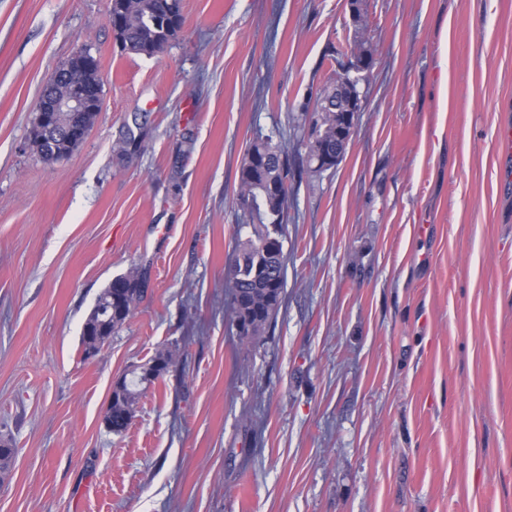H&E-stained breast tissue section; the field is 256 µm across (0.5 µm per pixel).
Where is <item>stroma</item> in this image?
<instances>
[{"label":"stroma","mask_w":512,"mask_h":512,"mask_svg":"<svg viewBox=\"0 0 512 512\" xmlns=\"http://www.w3.org/2000/svg\"><path fill=\"white\" fill-rule=\"evenodd\" d=\"M109 0H0V512H512V0H183L161 53ZM364 37L373 65L336 169L293 179L285 300L240 344L225 266L245 153L289 160ZM103 109L48 164L28 129L81 50ZM144 149L112 147L132 113ZM147 293L93 357L98 295ZM172 358L128 428L112 388Z\"/></svg>","instance_id":"35a3bbf8"}]
</instances>
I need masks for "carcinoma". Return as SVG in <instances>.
I'll return each instance as SVG.
<instances>
[{"mask_svg":"<svg viewBox=\"0 0 512 512\" xmlns=\"http://www.w3.org/2000/svg\"><path fill=\"white\" fill-rule=\"evenodd\" d=\"M181 0H115L114 10L121 23L114 29L122 48L132 54L152 56L162 52L181 29ZM148 114L135 112L131 122L113 147L120 163H127L128 146L138 144L143 150L142 129ZM72 116H56L55 130L41 132L42 116L36 115L28 143L46 163L68 157L80 145L65 138V129ZM304 124L311 125L310 134L326 154L336 151V111L306 112ZM291 168L288 155L273 137L255 141L243 159L236 200L249 212L253 224L271 226L273 231L259 232L256 238L236 233L232 257L237 274L225 278L232 318L243 323L242 344L250 343L269 332L275 322L287 288L282 234L288 209V180ZM145 294L144 281L127 274L112 279L99 294L95 306L82 330V345L86 355L98 353L112 334L132 317ZM142 394L136 380L123 385L112 398L110 425L114 434L125 431L133 417L134 405Z\"/></svg>","mask_w":512,"mask_h":512,"instance_id":"1","label":"carcinoma"}]
</instances>
